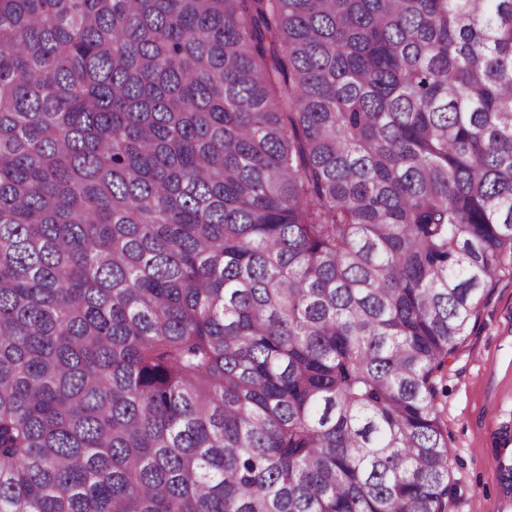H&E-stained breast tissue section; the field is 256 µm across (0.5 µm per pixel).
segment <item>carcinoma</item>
<instances>
[{"instance_id": "cac0c4a2", "label": "carcinoma", "mask_w": 512, "mask_h": 512, "mask_svg": "<svg viewBox=\"0 0 512 512\" xmlns=\"http://www.w3.org/2000/svg\"><path fill=\"white\" fill-rule=\"evenodd\" d=\"M506 260L512 0H0V512H443Z\"/></svg>"}]
</instances>
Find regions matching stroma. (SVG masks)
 Segmentation results:
<instances>
[{"label":"stroma","mask_w":512,"mask_h":512,"mask_svg":"<svg viewBox=\"0 0 512 512\" xmlns=\"http://www.w3.org/2000/svg\"><path fill=\"white\" fill-rule=\"evenodd\" d=\"M437 405L448 434L450 493L444 512H512V268L488 292L470 336L438 380Z\"/></svg>","instance_id":"1"}]
</instances>
